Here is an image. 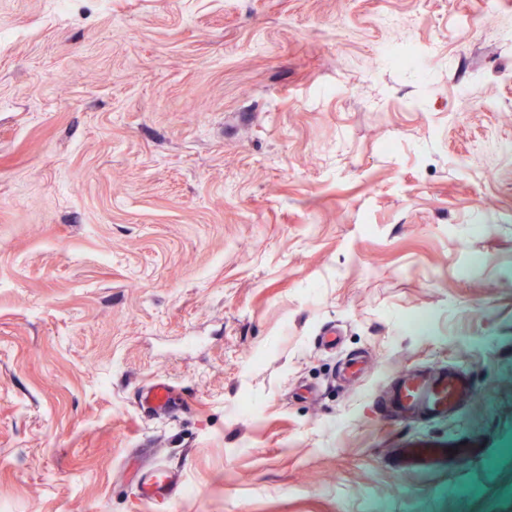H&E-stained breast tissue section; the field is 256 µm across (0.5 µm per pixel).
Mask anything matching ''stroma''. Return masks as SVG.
<instances>
[{"label":"stroma","instance_id":"stroma-1","mask_svg":"<svg viewBox=\"0 0 512 512\" xmlns=\"http://www.w3.org/2000/svg\"><path fill=\"white\" fill-rule=\"evenodd\" d=\"M506 29L512 0H0V512H512ZM448 366L474 400L404 428L479 446L399 468L376 397ZM158 467L180 495L140 500ZM140 399L153 405L158 412L165 413L169 410V387L161 381L151 383L143 387Z\"/></svg>","mask_w":512,"mask_h":512}]
</instances>
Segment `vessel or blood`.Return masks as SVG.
<instances>
[{"label":"vessel or blood","instance_id":"b4317fda","mask_svg":"<svg viewBox=\"0 0 512 512\" xmlns=\"http://www.w3.org/2000/svg\"><path fill=\"white\" fill-rule=\"evenodd\" d=\"M475 394L474 380L453 368L430 374L406 372L396 379L386 393L381 403V414L391 422L408 419L417 412L429 418L441 419L470 402ZM140 399L153 405L159 412H167L169 387L161 381L151 383L143 387ZM456 445L453 439L441 442L407 437L400 441L398 452L407 465L423 468L446 455L448 449ZM175 492V483L166 472L158 470L144 482L141 497L148 502L164 501L171 499Z\"/></svg>","mask_w":512,"mask_h":512}]
</instances>
